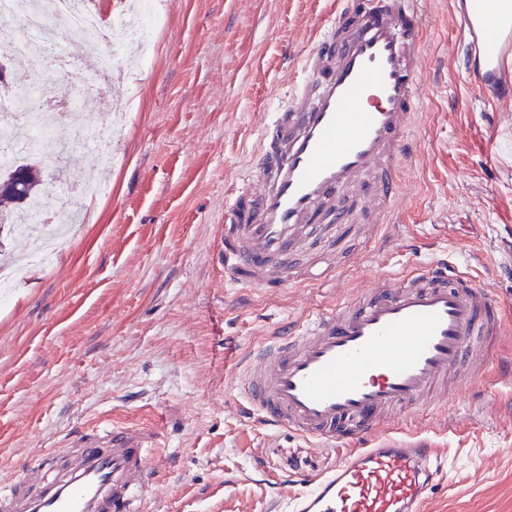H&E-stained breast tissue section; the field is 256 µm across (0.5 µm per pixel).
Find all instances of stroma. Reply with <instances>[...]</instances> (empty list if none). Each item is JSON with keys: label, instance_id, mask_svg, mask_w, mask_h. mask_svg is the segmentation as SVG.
I'll return each instance as SVG.
<instances>
[{"label": "stroma", "instance_id": "obj_1", "mask_svg": "<svg viewBox=\"0 0 512 512\" xmlns=\"http://www.w3.org/2000/svg\"><path fill=\"white\" fill-rule=\"evenodd\" d=\"M330 0H163L160 27L134 76L106 84L122 112L75 111L57 145L85 152L77 132L111 128L112 163L88 159L86 183L108 192L37 264L25 238L0 233L15 260L0 303V481L96 424L154 425L164 486L149 512H268L284 481L336 468L339 450L239 418L231 377L241 356L301 319L308 299H349L376 273L452 255L501 306L512 329V112L463 77L451 0H425L424 109L412 132L408 192L375 240L367 225H336L312 256L348 257L349 285L238 288L217 260L228 188L257 144L267 113L287 107L303 56ZM54 52L32 39L18 78L72 98ZM495 346L474 391L449 390L445 411L419 424L446 448L447 473L429 512H512V382ZM493 415L480 412L482 404Z\"/></svg>", "mask_w": 512, "mask_h": 512}]
</instances>
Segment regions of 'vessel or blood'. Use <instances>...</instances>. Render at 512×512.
<instances>
[{
	"mask_svg": "<svg viewBox=\"0 0 512 512\" xmlns=\"http://www.w3.org/2000/svg\"><path fill=\"white\" fill-rule=\"evenodd\" d=\"M472 87L512 108V0H452ZM286 111L272 113L241 182L228 191L216 255L242 288L285 286L289 250L322 221L347 223L337 198L359 191L370 224L390 223L423 106L421 0H334ZM505 325L487 289L457 267L418 265L361 282L354 298L308 312L247 352L235 373L240 417L343 458L286 512H428L444 449L403 416L448 394V377L491 353ZM159 433L92 426L0 485V512H147L161 481Z\"/></svg>",
	"mask_w": 512,
	"mask_h": 512,
	"instance_id": "obj_1",
	"label": "vessel or blood"
}]
</instances>
